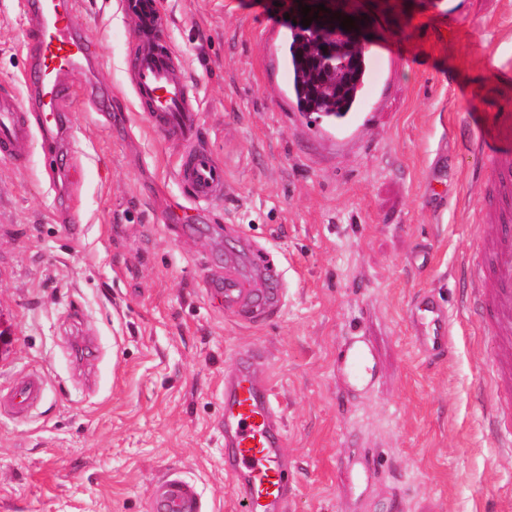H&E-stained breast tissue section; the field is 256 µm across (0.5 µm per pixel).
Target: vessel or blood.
Listing matches in <instances>:
<instances>
[{
	"label": "vessel or blood",
	"mask_w": 512,
	"mask_h": 512,
	"mask_svg": "<svg viewBox=\"0 0 512 512\" xmlns=\"http://www.w3.org/2000/svg\"><path fill=\"white\" fill-rule=\"evenodd\" d=\"M31 26L25 39L28 62L22 81L26 99L0 92V153L16 165H26L34 140L62 152L69 122L73 78L94 68L96 56L72 0H26ZM128 10L133 31L143 47L128 67L133 97L146 105L152 130L180 147L175 175L186 191L189 207L174 220L179 233L193 231L196 222L224 201V166L200 142L199 108L179 66V54L161 31L150 0H134ZM483 148L490 156L491 198L483 204L493 226L482 240L472 269L469 306L497 333L493 396L512 399V124L483 131ZM219 283L225 308L245 323L257 322L278 309L274 291L256 294L251 281L233 264L225 263ZM419 351L427 356L448 349V314L432 296H423L417 315ZM342 368L351 390L366 388L372 358L359 343L346 345ZM43 382L31 377L19 382L9 408L27 414L42 398ZM224 472L239 493L243 512H281L288 495V473L281 464L286 446L275 392L243 361L224 378ZM157 512H199L191 487L166 481L156 502Z\"/></svg>",
	"instance_id": "1"
}]
</instances>
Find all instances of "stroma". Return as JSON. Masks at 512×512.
<instances>
[{
    "label": "stroma",
    "instance_id": "stroma-1",
    "mask_svg": "<svg viewBox=\"0 0 512 512\" xmlns=\"http://www.w3.org/2000/svg\"><path fill=\"white\" fill-rule=\"evenodd\" d=\"M436 2L350 0L372 25L366 55L396 62L369 71L383 101L360 103L374 121L344 142L289 98L284 35L253 0H157L228 179L179 238L180 149L129 92L141 45L122 0H76L99 65L70 148L34 144L23 167L0 155V512H154L172 477L200 512H242L221 424L224 373L249 352L285 427L283 512H512V454L484 425L496 338L462 309L463 264L488 233V159L469 144L512 113V0H458L451 20ZM30 23L0 0V87L19 85ZM256 244L279 260L284 302L251 325L203 281L231 258L266 288ZM428 291L452 323L438 358L410 319ZM356 338L375 369L352 392L337 354ZM32 375L44 396L15 416L6 400Z\"/></svg>",
    "mask_w": 512,
    "mask_h": 512
}]
</instances>
